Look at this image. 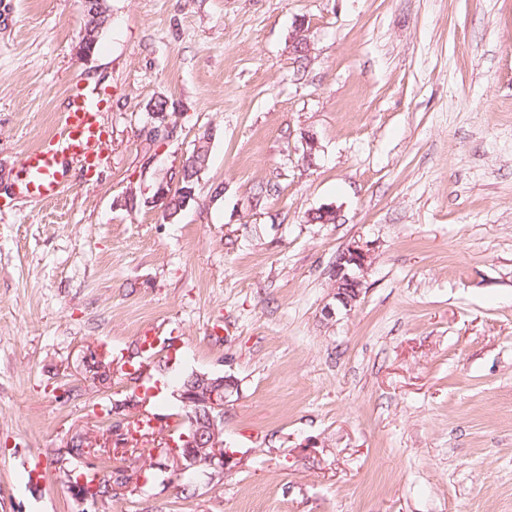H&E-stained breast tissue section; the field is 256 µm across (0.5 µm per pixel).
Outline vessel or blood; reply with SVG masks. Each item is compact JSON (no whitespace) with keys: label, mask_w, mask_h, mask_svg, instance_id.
Masks as SVG:
<instances>
[{"label":"vessel or blood","mask_w":512,"mask_h":512,"mask_svg":"<svg viewBox=\"0 0 512 512\" xmlns=\"http://www.w3.org/2000/svg\"><path fill=\"white\" fill-rule=\"evenodd\" d=\"M97 95L96 88L83 87L63 113L57 132L23 154L19 187L22 196L39 200L56 197L69 164L93 163L91 148L102 138Z\"/></svg>","instance_id":"b4317fda"}]
</instances>
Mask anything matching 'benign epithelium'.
Returning <instances> with one entry per match:
<instances>
[{"label": "benign epithelium", "mask_w": 512, "mask_h": 512, "mask_svg": "<svg viewBox=\"0 0 512 512\" xmlns=\"http://www.w3.org/2000/svg\"><path fill=\"white\" fill-rule=\"evenodd\" d=\"M371 253V244L360 239L341 250L331 268L332 281L336 282L332 292L336 306L325 307L326 319H333L340 308L349 311L355 306L363 290ZM238 389L239 383L231 375L194 371L174 391L189 422V433L180 436L181 446L173 455L175 471L208 468L225 472L237 466L236 453L224 447V407Z\"/></svg>", "instance_id": "benign-epithelium-1"}]
</instances>
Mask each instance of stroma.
Masks as SVG:
<instances>
[{"mask_svg": "<svg viewBox=\"0 0 512 512\" xmlns=\"http://www.w3.org/2000/svg\"><path fill=\"white\" fill-rule=\"evenodd\" d=\"M108 5L82 59V0H0V512H512V0ZM90 82L94 168L19 195ZM209 128L197 201L163 220L144 200ZM356 238L362 296L325 319ZM194 371L239 381L223 474L149 454ZM127 467L110 502L72 490Z\"/></svg>", "mask_w": 512, "mask_h": 512, "instance_id": "obj_1", "label": "stroma"}]
</instances>
